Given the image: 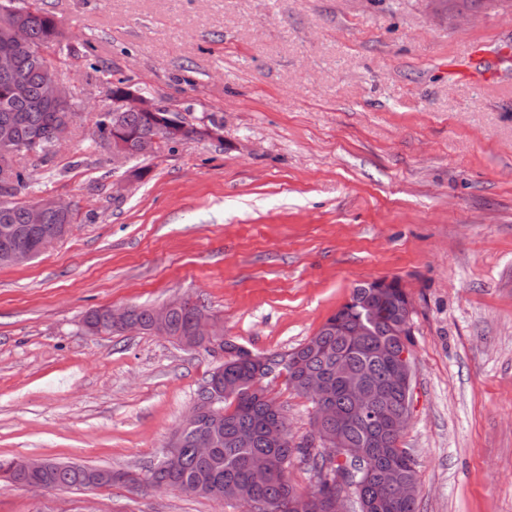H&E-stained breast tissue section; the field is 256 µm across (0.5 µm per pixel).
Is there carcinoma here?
Segmentation results:
<instances>
[{
	"mask_svg": "<svg viewBox=\"0 0 512 512\" xmlns=\"http://www.w3.org/2000/svg\"><path fill=\"white\" fill-rule=\"evenodd\" d=\"M15 18L27 27L29 45L9 66L0 64V130L8 128L12 140L0 139V265L4 258L23 247L35 250L40 232L73 218L61 220L49 211L44 222H28V204L15 200L29 187L30 174L17 165L21 153L48 154L60 142L57 133L61 108L42 101L46 79L52 65L45 56L47 49L60 43L61 32L54 16L39 8L12 9ZM172 116L178 121L167 135L166 146L187 144L208 134L178 112H122L113 117L103 112L96 122L94 134L111 143L115 131L123 133L130 158L156 154L152 139L158 119ZM384 301L367 296V289H353L350 301L330 316L312 339L288 353L294 363L288 365V386L303 395V379L307 376L325 378L331 384L328 412L335 422L324 426L327 435L340 443L324 451L291 441L275 447L268 440L269 426L277 415H286L284 407L269 397L262 386L263 378L256 369L235 354L242 350L232 341L224 342L222 377L224 386L233 393L224 396V421L221 434L210 456L196 453V441L207 431L202 422L187 429L176 448V466L161 461L147 469L150 483L157 489L180 487L198 497L216 500L231 495L243 512H307V499L320 500V512H332V499L343 489L355 499L373 505L372 512H415V502H398L391 498L389 483L396 479L417 480L411 455L399 450L401 433L388 425L398 411L397 393L389 391L384 401L368 410L361 423L352 421L360 408L345 393L344 384L336 381L343 368L365 376L373 385H388V363L375 351L382 342L401 348L410 341L407 336L394 335L393 324L404 291L386 289ZM204 306L191 302L172 311L166 335L175 339L186 336L196 314ZM131 316L146 333H153V309L133 306ZM259 456L287 461V468L263 482H256L250 470ZM307 466L317 483L312 489H301L288 479V468L294 463ZM104 468L51 462L42 479L60 488H81L97 478L100 488L112 486L103 477Z\"/></svg>",
	"mask_w": 512,
	"mask_h": 512,
	"instance_id": "obj_1",
	"label": "carcinoma"
}]
</instances>
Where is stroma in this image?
<instances>
[{"label":"stroma","mask_w":512,"mask_h":512,"mask_svg":"<svg viewBox=\"0 0 512 512\" xmlns=\"http://www.w3.org/2000/svg\"><path fill=\"white\" fill-rule=\"evenodd\" d=\"M53 14L75 114L19 199L68 234L0 267V456L139 472L219 359L86 314L188 295L256 352L314 336L358 284L413 305L399 441L417 512H512V0H14ZM220 126L112 165L108 78ZM265 385L290 434L312 403ZM0 512H240L176 489L0 487ZM101 309L102 308L94 309L85 317V321L88 317H90V319H91L90 321L92 322V325L99 332V335H101V334L112 335L114 333L119 332L118 329L113 328L112 324L116 327H120L121 332L140 331L138 325L134 324L133 322H131L129 320L130 306L125 305V306H119V307H115V306L105 307V311L108 313V315L112 319V324L106 317L97 314V311H99Z\"/></svg>","instance_id":"obj_1"}]
</instances>
